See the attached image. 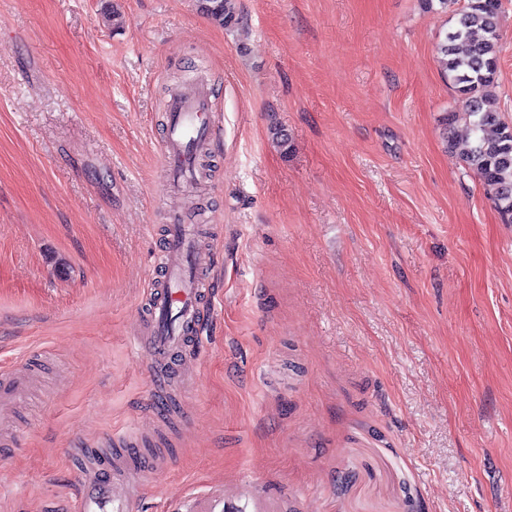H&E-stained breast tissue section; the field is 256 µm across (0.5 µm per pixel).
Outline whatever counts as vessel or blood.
Returning a JSON list of instances; mask_svg holds the SVG:
<instances>
[{
    "instance_id": "1",
    "label": "vessel or blood",
    "mask_w": 512,
    "mask_h": 512,
    "mask_svg": "<svg viewBox=\"0 0 512 512\" xmlns=\"http://www.w3.org/2000/svg\"><path fill=\"white\" fill-rule=\"evenodd\" d=\"M214 128L213 112L206 90L190 97L173 96L169 105L168 136L163 147V162L169 178L182 186L192 185L196 158L192 147L210 140ZM166 244L158 260L167 273L168 285L151 294L148 301L149 349L157 360L171 361L182 350L188 336L197 331L198 307L206 292L196 252V227L171 218L166 226ZM25 387L21 374L0 373V404L8 405ZM106 484L90 489L84 496L85 512H129L133 490L120 485V466H113Z\"/></svg>"
}]
</instances>
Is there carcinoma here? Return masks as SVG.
Wrapping results in <instances>:
<instances>
[{
    "instance_id": "carcinoma-1",
    "label": "carcinoma",
    "mask_w": 512,
    "mask_h": 512,
    "mask_svg": "<svg viewBox=\"0 0 512 512\" xmlns=\"http://www.w3.org/2000/svg\"><path fill=\"white\" fill-rule=\"evenodd\" d=\"M197 3L218 26H238L233 0ZM502 13V0H464L455 13V27L437 44V58L463 109L446 113L442 125L451 129L462 118L468 129L461 139L453 133L444 135L447 149L478 176L502 222L512 224V124L502 118L493 93ZM269 133L284 153L292 151L291 137L281 125L271 123Z\"/></svg>"
}]
</instances>
